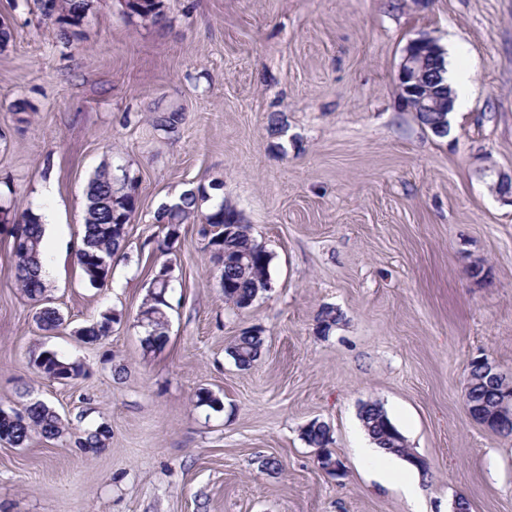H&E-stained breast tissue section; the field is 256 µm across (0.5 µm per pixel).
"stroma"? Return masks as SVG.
<instances>
[{"mask_svg": "<svg viewBox=\"0 0 512 512\" xmlns=\"http://www.w3.org/2000/svg\"><path fill=\"white\" fill-rule=\"evenodd\" d=\"M146 29L118 0H92L82 35L56 40L37 0H0L14 39L0 51V191L48 208L53 306L38 329L0 230V406L42 400L69 432L0 445V512H512V436L465 407L467 364L512 376V204L489 185L512 175V0H165ZM437 40L471 73L447 135L404 106L407 43ZM25 101L27 121L13 106ZM182 111L177 132L153 112ZM278 132L269 129L270 116ZM139 181L140 209L102 288L75 254L85 190L105 158ZM219 194L272 255L270 286L239 310L192 224L168 255L169 341L143 350L136 322L150 280L157 206L176 192ZM483 261L481 278L470 275ZM337 321L320 333L322 309ZM121 321L89 346L74 328ZM261 329L249 368L235 337ZM34 349L83 361L59 383ZM205 387L221 398L195 404ZM379 402L425 459L417 497L385 481L359 417ZM327 424L342 476L304 436ZM104 426L107 448L75 440ZM274 457L280 469L263 468Z\"/></svg>", "mask_w": 512, "mask_h": 512, "instance_id": "obj_1", "label": "stroma"}]
</instances>
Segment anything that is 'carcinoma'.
I'll use <instances>...</instances> for the list:
<instances>
[{"mask_svg":"<svg viewBox=\"0 0 512 512\" xmlns=\"http://www.w3.org/2000/svg\"><path fill=\"white\" fill-rule=\"evenodd\" d=\"M135 6L145 10L140 22L144 27H159L166 22L163 0H135ZM87 0H50L42 5L43 15L56 38L70 43L78 37L77 28L86 18ZM426 70H435L438 80L434 87L436 96L441 97L447 91L445 83V59L438 51L426 56ZM183 113L170 111L152 116V125L161 131H173L181 125ZM122 178L127 180L124 186H116L118 178L114 176L112 163L102 162L93 172L87 183L86 209L84 216V236L82 247L76 253L77 263L81 267L88 284L94 288L106 285L112 273V260L126 246L127 226L140 209L139 186L136 179L122 171ZM210 199L206 187L200 186L183 194L180 202L162 206L154 215L162 236L155 239L156 251L162 255L172 250L178 240L182 226L185 224L209 225L216 229L211 241V258L220 267V284L226 301L242 307L254 301L258 293L267 289L270 283L269 267L271 255L264 246L253 239L250 225L243 223V218L234 208L219 201L212 208L204 211L201 203ZM0 224L21 226L25 236V248H11L12 274L23 293L37 303L48 296L47 282L40 277L42 247V224L38 215L30 208L18 211L12 200L0 197ZM169 284L153 277L149 283V292L139 314L147 316L153 325L144 327L147 337L143 339L145 352L159 349L156 339L152 337L154 328L161 327L168 321ZM38 327L46 332L59 329L65 322L63 314L56 307L40 308L36 312ZM117 317L112 311H105L88 323L87 334L81 336L83 343L95 345L112 333V324ZM265 346L262 331L245 330L237 336L230 348L235 363L247 369L256 362ZM44 361L36 370L47 379L63 377L76 379L86 373L85 364L75 360L58 358L48 351L36 353ZM196 404L213 410L222 407L221 400L207 388H200L195 394ZM25 415L15 414V409L0 408V436H5L14 447L25 445L32 434L55 439L66 433V427L58 414L41 400L30 401L24 405ZM365 431L372 440L388 453L401 456L406 454L416 457L410 448L395 451L402 433L382 409L367 407L361 416ZM309 445L324 448L330 443V435L321 428L308 426L303 430ZM111 438V432L104 426L88 429L76 441L80 448H105Z\"/></svg>","mask_w":512,"mask_h":512,"instance_id":"cac0c4a2","label":"carcinoma"}]
</instances>
